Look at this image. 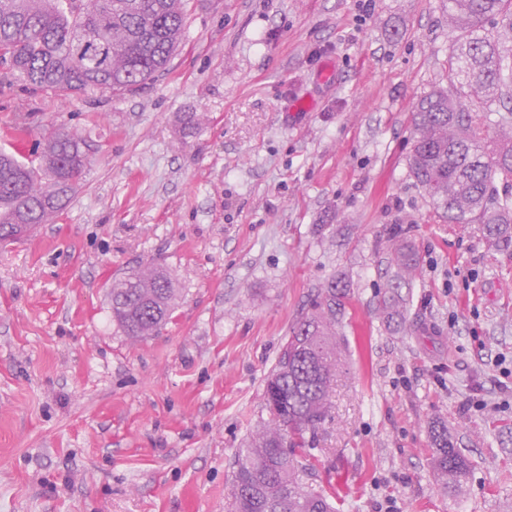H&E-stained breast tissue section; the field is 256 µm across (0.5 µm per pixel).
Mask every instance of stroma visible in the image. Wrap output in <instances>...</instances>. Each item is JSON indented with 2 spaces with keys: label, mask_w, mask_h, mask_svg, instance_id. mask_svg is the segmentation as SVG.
I'll list each match as a JSON object with an SVG mask.
<instances>
[{
  "label": "stroma",
  "mask_w": 512,
  "mask_h": 512,
  "mask_svg": "<svg viewBox=\"0 0 512 512\" xmlns=\"http://www.w3.org/2000/svg\"><path fill=\"white\" fill-rule=\"evenodd\" d=\"M449 46L444 0H185L178 50L134 91L0 87V148L32 154L56 123L89 144L54 222L0 246V512H228L264 381L334 280L307 483L337 512H512V244L443 222L407 165ZM395 236L421 263L389 324ZM145 264L180 298L134 342L109 292ZM436 421L472 463L457 490L430 467Z\"/></svg>",
  "instance_id": "stroma-1"
}]
</instances>
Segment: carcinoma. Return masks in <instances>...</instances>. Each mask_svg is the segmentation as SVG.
Segmentation results:
<instances>
[{
    "instance_id": "cac0c4a2",
    "label": "carcinoma",
    "mask_w": 512,
    "mask_h": 512,
    "mask_svg": "<svg viewBox=\"0 0 512 512\" xmlns=\"http://www.w3.org/2000/svg\"><path fill=\"white\" fill-rule=\"evenodd\" d=\"M183 0H0V84L15 80L67 100L87 89L115 95L152 80L184 36ZM448 88L418 100L413 112L410 175L444 221L477 224L494 243H512V0H448ZM86 139L52 126L40 163L0 150V230L49 224L77 184L70 166L87 168ZM416 247L397 242L387 287L416 275ZM178 289L171 274L144 265L114 280L112 320L134 340L166 325ZM344 290L331 282L291 328L267 377V425L241 450L232 475V512H335L331 495L304 483L301 458L329 417L339 357L335 325ZM380 311L404 319L402 301L383 297ZM431 463L439 483L456 489L471 461L448 428H432Z\"/></svg>"
}]
</instances>
